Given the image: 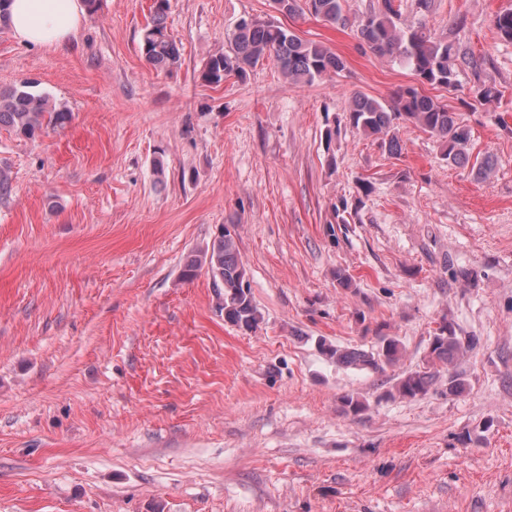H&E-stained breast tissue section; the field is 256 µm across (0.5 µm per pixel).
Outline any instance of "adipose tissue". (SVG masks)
<instances>
[{
    "label": "adipose tissue",
    "instance_id": "ef3b65f1",
    "mask_svg": "<svg viewBox=\"0 0 512 512\" xmlns=\"http://www.w3.org/2000/svg\"><path fill=\"white\" fill-rule=\"evenodd\" d=\"M81 0H12L9 26L17 40L34 45H58L79 27Z\"/></svg>",
    "mask_w": 512,
    "mask_h": 512
}]
</instances>
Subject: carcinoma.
Wrapping results in <instances>:
<instances>
[{"label": "carcinoma", "instance_id": "obj_1", "mask_svg": "<svg viewBox=\"0 0 512 512\" xmlns=\"http://www.w3.org/2000/svg\"><path fill=\"white\" fill-rule=\"evenodd\" d=\"M283 14L312 16L347 27L345 0H273ZM170 0H152L150 21L143 28L140 51L157 72H167L180 61V48L168 33ZM400 6L395 0H381L356 22L360 45L371 52L407 65L422 85L460 90L458 72L469 69L479 74L484 58L451 41L438 39L427 30L425 21L415 25L400 23ZM493 25L500 37L512 41V11L495 15ZM267 60L276 62L290 84H312L330 73L345 68L344 59L326 46L304 41L284 26L271 20L242 17L235 25L232 48L208 56L200 71L202 81L218 86L229 76L242 78L247 70ZM501 91L493 83L481 82L473 92V101L486 104L500 99ZM72 119L71 112L58 108L48 97L37 94L23 83L0 90V128L34 139L61 128ZM349 125L379 140L389 154L400 151V130L409 123L436 139L441 159L451 166L470 163L471 129L458 120L448 106L422 93L415 86L398 90L387 105L373 97L356 93L346 110ZM204 271L213 280L224 321L246 331L255 330L261 320L250 296L247 269L240 257L236 231L224 225L205 248L198 250L184 265L182 277L192 279ZM475 345V339H462L446 321L429 338L428 353L422 368L404 373L395 385L403 398L428 393L439 369H451ZM322 351L340 365L361 370H381L397 364L402 345L394 337H383L374 350L344 349L325 343Z\"/></svg>", "mask_w": 512, "mask_h": 512}]
</instances>
